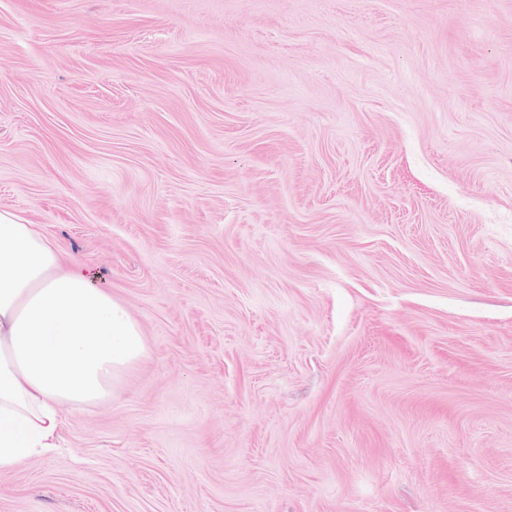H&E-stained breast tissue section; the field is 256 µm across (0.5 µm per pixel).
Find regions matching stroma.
Here are the masks:
<instances>
[{"instance_id": "35a3bbf8", "label": "stroma", "mask_w": 512, "mask_h": 512, "mask_svg": "<svg viewBox=\"0 0 512 512\" xmlns=\"http://www.w3.org/2000/svg\"><path fill=\"white\" fill-rule=\"evenodd\" d=\"M0 210L148 348L0 512H512V0H0Z\"/></svg>"}]
</instances>
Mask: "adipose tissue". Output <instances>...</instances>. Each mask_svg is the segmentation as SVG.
<instances>
[{
  "mask_svg": "<svg viewBox=\"0 0 512 512\" xmlns=\"http://www.w3.org/2000/svg\"><path fill=\"white\" fill-rule=\"evenodd\" d=\"M146 354L107 287L39 225L0 211V472L55 451L63 407L107 400Z\"/></svg>",
  "mask_w": 512,
  "mask_h": 512,
  "instance_id": "adipose-tissue-1",
  "label": "adipose tissue"
}]
</instances>
